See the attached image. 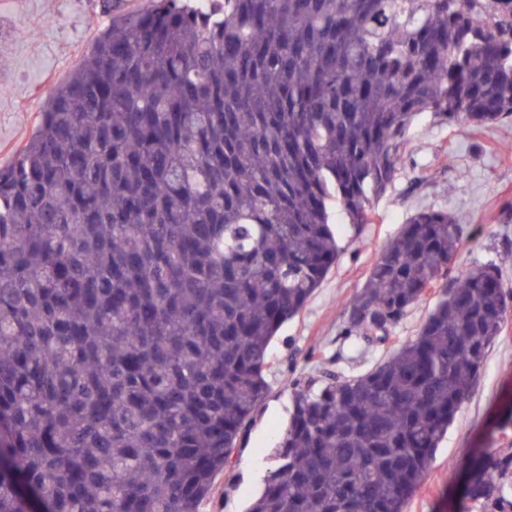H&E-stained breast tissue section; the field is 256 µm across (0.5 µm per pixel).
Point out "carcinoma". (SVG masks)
<instances>
[{"instance_id":"1","label":"carcinoma","mask_w":512,"mask_h":512,"mask_svg":"<svg viewBox=\"0 0 512 512\" xmlns=\"http://www.w3.org/2000/svg\"><path fill=\"white\" fill-rule=\"evenodd\" d=\"M512 122V0H151L117 13L0 168V512H200L269 391L268 348L404 164L415 119ZM466 225L422 209L322 365L247 512H405L512 311ZM512 512V448L461 469Z\"/></svg>"}]
</instances>
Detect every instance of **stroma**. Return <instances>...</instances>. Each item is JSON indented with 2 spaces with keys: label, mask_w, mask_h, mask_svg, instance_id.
<instances>
[{
  "label": "stroma",
  "mask_w": 512,
  "mask_h": 512,
  "mask_svg": "<svg viewBox=\"0 0 512 512\" xmlns=\"http://www.w3.org/2000/svg\"><path fill=\"white\" fill-rule=\"evenodd\" d=\"M150 0H0V167L11 165L35 132L48 90L81 63L99 29L118 12L148 7ZM405 164L374 204L371 223L340 228V256L306 307L272 340L266 379L269 393L230 468L217 474L201 512H247L269 472L270 450L287 427L292 382L311 375L310 352L357 374L387 357L394 344L413 339L432 301L412 308L388 344L353 356L342 335L344 311L364 284L377 254L419 208L464 218L461 264L494 263L512 286V124L475 129L416 118ZM512 397V318L490 347L470 400L449 427L406 512H460L448 483L449 462L478 448L512 446L495 429L497 411Z\"/></svg>",
  "instance_id": "stroma-1"
}]
</instances>
